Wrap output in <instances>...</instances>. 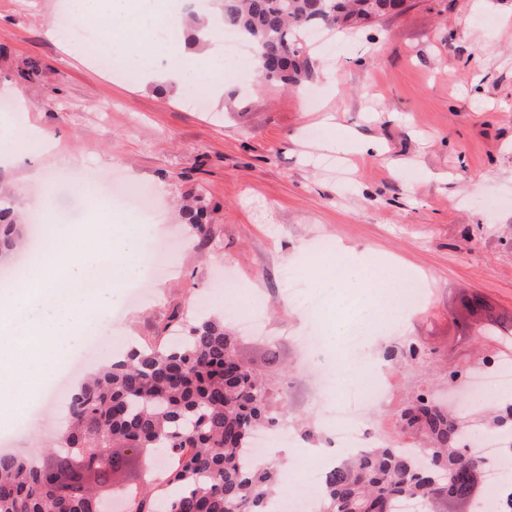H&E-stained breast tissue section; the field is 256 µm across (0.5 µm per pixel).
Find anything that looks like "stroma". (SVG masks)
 I'll use <instances>...</instances> for the list:
<instances>
[{
  "mask_svg": "<svg viewBox=\"0 0 512 512\" xmlns=\"http://www.w3.org/2000/svg\"><path fill=\"white\" fill-rule=\"evenodd\" d=\"M61 2L0 0V97L24 88L17 113L53 144L38 156L55 176L54 221L134 225L143 254L172 240L171 274L154 283L150 265L133 268L93 319L100 360L150 344L173 310L190 315L206 299L237 330L239 359L286 393L281 427L291 431L325 399L310 370L363 373L382 355L375 346L357 364L349 333L332 343L338 309L361 325L397 319L425 358L391 367L370 424L400 442L394 414L414 392L445 393L449 369L498 350L481 320L463 319L462 299L512 313V0H409L369 31L324 34L336 53L311 46L302 89L257 80L252 59L229 56L177 85L127 82L96 69L84 45L48 36ZM202 87L206 107H188ZM82 169L135 180L158 196V214L77 190L71 175ZM197 207L200 240L185 219ZM375 260L426 277L416 312L398 313L388 287L337 288ZM288 273L324 296L309 318L288 303ZM257 295L267 329L239 333ZM309 329L323 341L305 354L297 338ZM31 408L38 425L0 431V454L39 456L58 437L53 393Z\"/></svg>",
  "mask_w": 512,
  "mask_h": 512,
  "instance_id": "stroma-1",
  "label": "stroma"
}]
</instances>
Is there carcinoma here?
Returning a JSON list of instances; mask_svg holds the SVG:
<instances>
[{
  "label": "carcinoma",
  "mask_w": 512,
  "mask_h": 512,
  "mask_svg": "<svg viewBox=\"0 0 512 512\" xmlns=\"http://www.w3.org/2000/svg\"><path fill=\"white\" fill-rule=\"evenodd\" d=\"M400 2L220 0V10L222 29L251 43L263 80L299 87L311 73L312 33L370 27ZM16 237L13 202L0 197V257L9 255ZM465 305L489 319L483 332L512 341V317L493 314L478 296ZM272 391L271 380L237 359L236 337L224 324L200 314L187 335L133 347L84 383L71 398L56 460L109 448L182 460L170 474L168 498L137 492L125 512H267L285 467L277 460L245 466L240 453L254 431L279 430L285 395L276 401ZM463 419L418 393L396 420L429 446L382 445L343 456L325 472L314 512H393L397 498L466 500L480 465L462 450ZM486 430L512 433V403L497 407ZM120 464L121 458H112L110 468L78 478L63 495L54 491L44 465L0 456V512H90L94 486L109 484Z\"/></svg>",
  "instance_id": "cac0c4a2"
}]
</instances>
